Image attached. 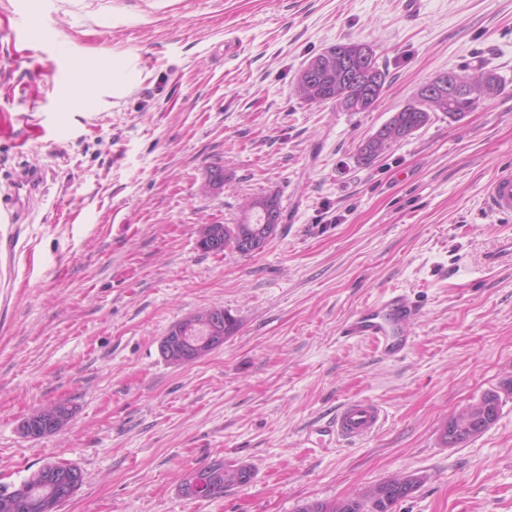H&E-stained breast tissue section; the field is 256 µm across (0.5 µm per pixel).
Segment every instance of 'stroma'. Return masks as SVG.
Instances as JSON below:
<instances>
[{
    "label": "stroma",
    "instance_id": "obj_1",
    "mask_svg": "<svg viewBox=\"0 0 512 512\" xmlns=\"http://www.w3.org/2000/svg\"><path fill=\"white\" fill-rule=\"evenodd\" d=\"M22 9L54 42L13 41ZM347 41L371 44L388 74L375 108L303 103L301 66ZM448 71L505 86L359 162ZM215 164L227 178L200 194ZM30 165L46 183L14 205L11 176ZM507 168L512 0H0V483L59 460L84 475L61 512H294L416 472L394 512H512V396L466 446L441 440L512 379V264L488 261L512 217L483 198ZM262 192L284 214L264 251L198 246V225L238 223ZM391 290L416 310L394 360L343 334ZM215 306L237 322L223 345L166 363L167 329ZM362 397L385 411L379 432L320 447ZM60 401L65 427L22 433ZM216 460L251 481L183 497Z\"/></svg>",
    "mask_w": 512,
    "mask_h": 512
}]
</instances>
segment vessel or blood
I'll return each instance as SVG.
<instances>
[{
	"instance_id": "1",
	"label": "vessel or blood",
	"mask_w": 512,
	"mask_h": 512,
	"mask_svg": "<svg viewBox=\"0 0 512 512\" xmlns=\"http://www.w3.org/2000/svg\"><path fill=\"white\" fill-rule=\"evenodd\" d=\"M485 204L497 214L512 215V170L492 178L485 188ZM413 313L408 297L386 294L359 311L344 327L346 335L370 341L383 357H399L409 345L405 326ZM385 422L382 406L368 398L343 402L325 427L331 440L354 445L376 434Z\"/></svg>"
}]
</instances>
